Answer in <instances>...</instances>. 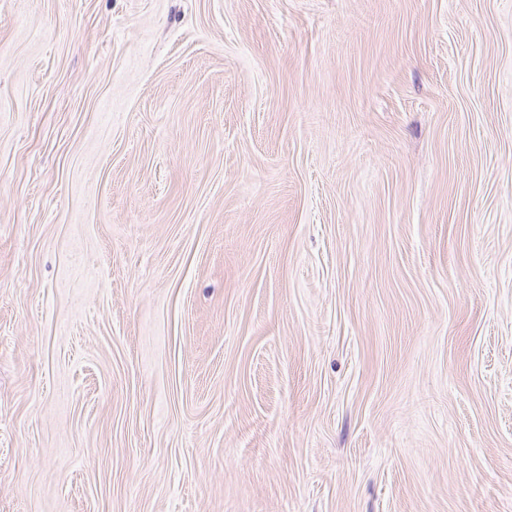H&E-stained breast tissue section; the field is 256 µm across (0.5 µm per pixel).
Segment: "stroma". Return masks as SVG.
Wrapping results in <instances>:
<instances>
[{
  "mask_svg": "<svg viewBox=\"0 0 512 512\" xmlns=\"http://www.w3.org/2000/svg\"><path fill=\"white\" fill-rule=\"evenodd\" d=\"M0 512H512V0H0Z\"/></svg>",
  "mask_w": 512,
  "mask_h": 512,
  "instance_id": "stroma-1",
  "label": "stroma"
}]
</instances>
